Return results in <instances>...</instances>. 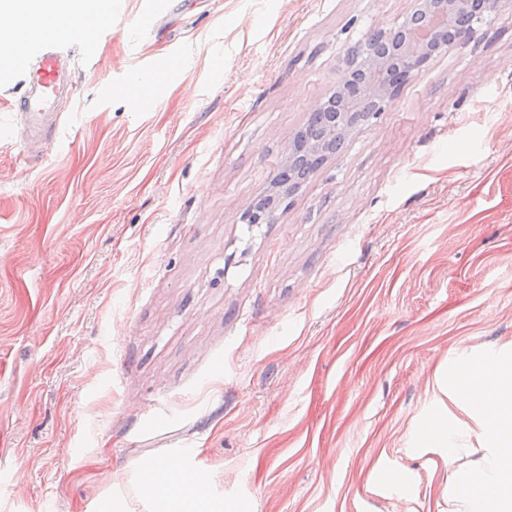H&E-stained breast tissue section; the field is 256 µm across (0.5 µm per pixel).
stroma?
Instances as JSON below:
<instances>
[{
  "instance_id": "obj_1",
  "label": "stroma",
  "mask_w": 512,
  "mask_h": 512,
  "mask_svg": "<svg viewBox=\"0 0 512 512\" xmlns=\"http://www.w3.org/2000/svg\"><path fill=\"white\" fill-rule=\"evenodd\" d=\"M413 6L112 0L39 157L0 111V512H152L171 454L221 512H448L467 458L412 440L439 367L512 343V0L241 220Z\"/></svg>"
}]
</instances>
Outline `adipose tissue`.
<instances>
[{
  "label": "adipose tissue",
  "mask_w": 512,
  "mask_h": 512,
  "mask_svg": "<svg viewBox=\"0 0 512 512\" xmlns=\"http://www.w3.org/2000/svg\"><path fill=\"white\" fill-rule=\"evenodd\" d=\"M112 0H0V64L17 63L40 36L69 29L82 43L92 44L99 22ZM196 477L182 458L166 456L155 461L143 477L151 501L165 512H212L206 494L197 492Z\"/></svg>",
  "instance_id": "1"
}]
</instances>
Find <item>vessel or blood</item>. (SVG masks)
I'll list each match as a JSON object with an SVG mask.
<instances>
[{"label": "vessel or blood", "instance_id": "1", "mask_svg": "<svg viewBox=\"0 0 512 512\" xmlns=\"http://www.w3.org/2000/svg\"><path fill=\"white\" fill-rule=\"evenodd\" d=\"M29 58L24 72L26 90L8 109L17 113L26 133L37 137L58 125L55 107L63 83V54L58 36L52 34L37 40Z\"/></svg>", "mask_w": 512, "mask_h": 512}]
</instances>
